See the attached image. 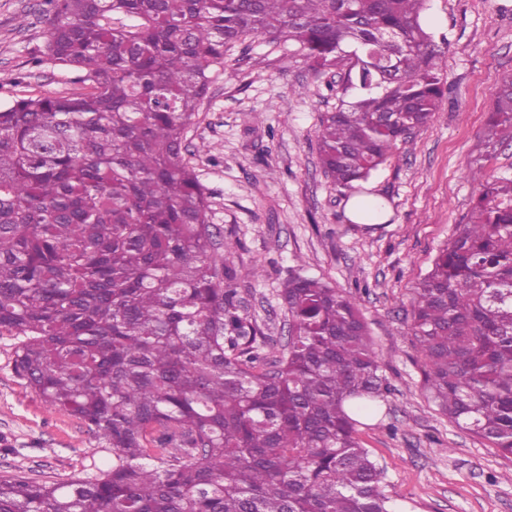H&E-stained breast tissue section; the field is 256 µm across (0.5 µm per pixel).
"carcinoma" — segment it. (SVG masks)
<instances>
[{"mask_svg": "<svg viewBox=\"0 0 512 512\" xmlns=\"http://www.w3.org/2000/svg\"><path fill=\"white\" fill-rule=\"evenodd\" d=\"M425 3L43 0L48 56L85 70L89 91L0 108V335L16 338V374L112 463L62 484L1 479L0 512H396L357 437L389 387L356 299L290 275L288 340L267 361L182 151L224 54L285 41L339 69L317 152L354 189L444 97ZM488 126L512 140V77ZM481 178L410 331L427 399L508 457L512 179Z\"/></svg>", "mask_w": 512, "mask_h": 512, "instance_id": "cac0c4a2", "label": "carcinoma"}]
</instances>
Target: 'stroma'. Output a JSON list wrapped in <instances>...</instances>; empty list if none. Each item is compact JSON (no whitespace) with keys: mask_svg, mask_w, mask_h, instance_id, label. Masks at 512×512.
<instances>
[{"mask_svg":"<svg viewBox=\"0 0 512 512\" xmlns=\"http://www.w3.org/2000/svg\"><path fill=\"white\" fill-rule=\"evenodd\" d=\"M424 20L447 45L439 60L446 96L355 192L334 187L318 163V117L338 103L337 70L314 71L287 44L260 37L226 53L227 72L213 79L183 156L205 188L220 241L234 246L235 286L271 346L288 336L280 290L289 273L356 297L391 386L380 412L362 418L358 439L402 512H512V457L427 400L408 330L415 289L470 220L481 189L470 169L512 177V142L489 147L487 125L495 81L512 75V0H428ZM46 27L41 0H0L1 108L83 90L80 70L48 57ZM354 193L383 197L388 222L352 223ZM15 342L0 336V479L100 476L109 462L103 441L15 374Z\"/></svg>","mask_w":512,"mask_h":512,"instance_id":"35a3bbf8","label":"stroma"}]
</instances>
